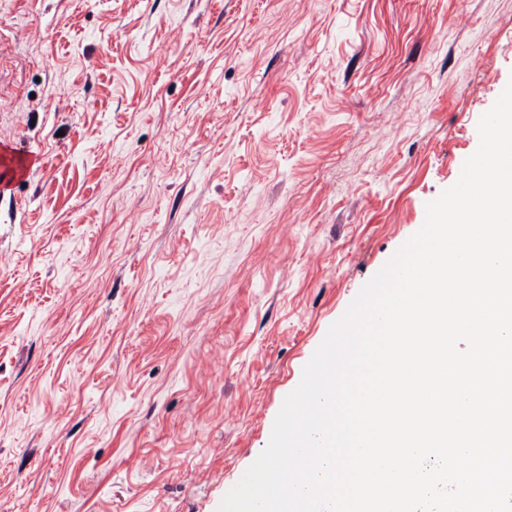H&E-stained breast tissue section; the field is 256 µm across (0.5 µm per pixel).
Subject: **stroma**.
<instances>
[{
  "instance_id": "obj_1",
  "label": "stroma",
  "mask_w": 512,
  "mask_h": 512,
  "mask_svg": "<svg viewBox=\"0 0 512 512\" xmlns=\"http://www.w3.org/2000/svg\"><path fill=\"white\" fill-rule=\"evenodd\" d=\"M512 79V0H0V512H218Z\"/></svg>"
}]
</instances>
